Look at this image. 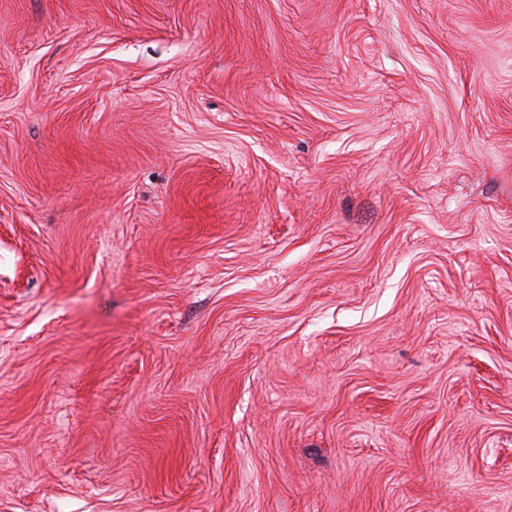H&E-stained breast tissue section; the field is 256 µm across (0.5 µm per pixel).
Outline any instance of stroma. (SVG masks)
I'll use <instances>...</instances> for the list:
<instances>
[{
	"mask_svg": "<svg viewBox=\"0 0 512 512\" xmlns=\"http://www.w3.org/2000/svg\"><path fill=\"white\" fill-rule=\"evenodd\" d=\"M0 512H512V0H0Z\"/></svg>",
	"mask_w": 512,
	"mask_h": 512,
	"instance_id": "35a3bbf8",
	"label": "stroma"
}]
</instances>
